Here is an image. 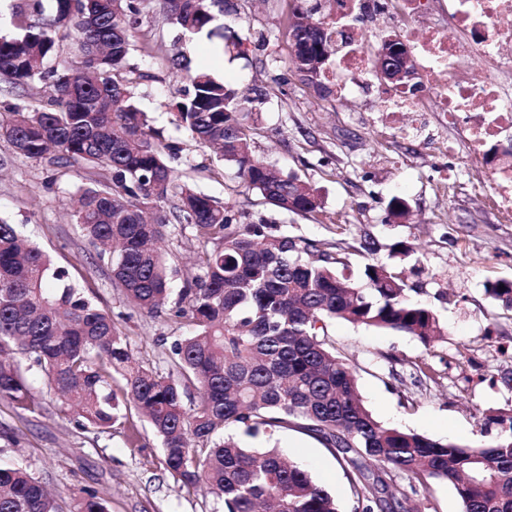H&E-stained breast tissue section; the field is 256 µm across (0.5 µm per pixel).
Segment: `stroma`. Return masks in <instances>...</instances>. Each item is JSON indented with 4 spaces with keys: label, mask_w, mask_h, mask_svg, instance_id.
<instances>
[{
    "label": "stroma",
    "mask_w": 512,
    "mask_h": 512,
    "mask_svg": "<svg viewBox=\"0 0 512 512\" xmlns=\"http://www.w3.org/2000/svg\"><path fill=\"white\" fill-rule=\"evenodd\" d=\"M287 8L288 0H226L225 27L244 38L266 40L263 50L245 59L221 52L205 38L182 40L178 27L147 11L136 37L150 40L154 52L133 56L146 75L137 89L139 105L166 140L180 143L178 173L213 198L237 204L242 223L267 220L332 254L351 249L350 271L356 277L369 263L397 265L393 244L410 245L418 270L409 273L408 282L416 299L436 312L447 336L427 346L404 332L339 320L329 324V335L338 353L349 358L359 393L378 421L432 439L487 445L497 433L487 413L512 408V352H502L486 337L492 324L512 337V312L485 293L487 283L512 280V222L501 221L482 188L488 171L475 167L461 133L442 126L437 113L429 114L422 137L396 136L370 91L352 99L336 93L319 100L313 87L285 65L282 14ZM175 45L183 54L179 70L166 60ZM198 69L230 82L254 78L264 95L254 153L316 189L323 205L318 219L272 209L253 192L242 195L235 166L218 162L208 148L176 128L178 91L186 75ZM448 142L454 152H445ZM50 173L56 183L49 189L44 181ZM105 177V171L85 165L49 172L45 162L17 156L0 138V217L15 224L55 268L67 272L70 283L111 314L135 362L164 375L170 370L172 343L190 330L187 320L131 306L112 279L110 262L98 259L69 216L81 189ZM395 196L407 201L408 220L391 217L389 201ZM364 238L374 241V252L358 251ZM200 249L189 227L169 226L163 259L173 290L193 276ZM419 362L435 367L436 382L415 381L413 366ZM32 379L44 409L30 414L0 399V431L13 436L9 442L0 439V456L22 461L63 503H70L82 487L94 486L109 512H214L210 495L179 487L163 469L160 441L143 418L130 415L138 445L128 447L123 427L109 433L78 428L45 375L36 370ZM272 442L336 493L343 512H355L345 474L318 439L289 428L275 432ZM410 505L416 512L462 510L453 488L435 480L413 495Z\"/></svg>",
    "instance_id": "1"
}]
</instances>
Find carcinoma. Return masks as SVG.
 I'll list each match as a JSON object with an SVG mask.
<instances>
[{
	"instance_id": "1",
	"label": "carcinoma",
	"mask_w": 512,
	"mask_h": 512,
	"mask_svg": "<svg viewBox=\"0 0 512 512\" xmlns=\"http://www.w3.org/2000/svg\"><path fill=\"white\" fill-rule=\"evenodd\" d=\"M188 38L217 35L224 0H153ZM285 25L297 31L289 63L319 97L332 94L325 66L302 71L298 59L335 54L324 0H290ZM145 0H19L12 18L21 34L0 38V82L34 92L36 103L0 113V137L19 157L52 168L82 161L103 169L78 196L74 220L112 263L127 300L151 314L187 318L193 331L176 340L172 372L132 363L112 316L67 282L48 255L0 218V353L40 366L48 385L77 415V426L108 432L135 410L161 441L162 464L188 489L206 485L217 512H341L338 498L311 475L262 444L280 428H298L330 448L357 499L356 512H411L394 486L407 476L454 488L462 512H512V409L487 420L494 441L481 447L434 440L375 419L361 400L347 360L328 325L343 320L407 333L429 344L446 335L438 316L414 301L403 272L382 263L355 281L348 258L260 221L238 223L220 204L170 166L180 147L165 143L135 102L146 75L131 62ZM72 30L61 55L58 30ZM52 87L48 94L36 83ZM175 103L177 125L235 165L242 185L282 211L316 218L318 196L297 175L253 152L258 96L205 70L187 76ZM186 224L205 249L202 274L166 308L170 280L163 263L169 225ZM213 244L208 249L206 245ZM512 311V281L486 285ZM123 380L112 389V373ZM199 391L185 403L186 390ZM0 399L31 413L42 401L13 360L0 359ZM0 512H62L58 499L27 467L0 460ZM73 512H107L94 487L80 490Z\"/></svg>"
}]
</instances>
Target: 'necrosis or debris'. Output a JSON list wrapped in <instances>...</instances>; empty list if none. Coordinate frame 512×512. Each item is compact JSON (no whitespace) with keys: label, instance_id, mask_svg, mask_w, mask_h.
Returning <instances> with one entry per match:
<instances>
[{"label":"necrosis or debris","instance_id":"necrosis-or-debris-1","mask_svg":"<svg viewBox=\"0 0 512 512\" xmlns=\"http://www.w3.org/2000/svg\"><path fill=\"white\" fill-rule=\"evenodd\" d=\"M429 0H333L331 19L339 33L327 79L353 96L372 88L383 111L412 112L424 123L428 112L441 113L449 127L464 134L473 155L494 172L486 190L499 210L512 217V0H448L447 24L425 22ZM392 12L401 20L407 80L374 85L376 49L364 34L378 16ZM484 68L473 71V59Z\"/></svg>","mask_w":512,"mask_h":512}]
</instances>
